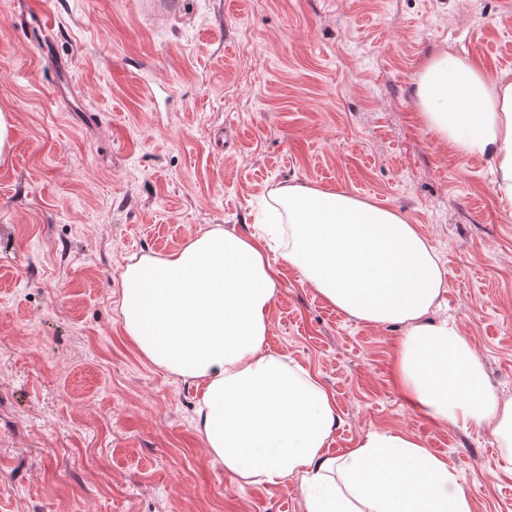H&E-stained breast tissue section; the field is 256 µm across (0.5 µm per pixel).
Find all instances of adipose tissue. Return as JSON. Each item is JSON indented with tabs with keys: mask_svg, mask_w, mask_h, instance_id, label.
<instances>
[{
	"mask_svg": "<svg viewBox=\"0 0 512 512\" xmlns=\"http://www.w3.org/2000/svg\"><path fill=\"white\" fill-rule=\"evenodd\" d=\"M416 97L455 153L492 161L511 205L512 76L441 51L419 72ZM273 196L269 239H288L280 262L347 315L403 325L395 375L410 406L440 425H489L511 466L512 399L491 391L455 322L430 320L443 271L417 228L344 191L288 185ZM268 241L212 228L122 274L125 334L152 363L203 385L196 419L213 463L246 484L295 481L305 512H474L447 459L412 434L372 430L326 453L333 394L265 349L279 293Z\"/></svg>",
	"mask_w": 512,
	"mask_h": 512,
	"instance_id": "adipose-tissue-1",
	"label": "adipose tissue"
}]
</instances>
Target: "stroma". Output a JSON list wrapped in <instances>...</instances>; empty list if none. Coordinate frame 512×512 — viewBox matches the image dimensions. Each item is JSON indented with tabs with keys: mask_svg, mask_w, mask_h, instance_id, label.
Wrapping results in <instances>:
<instances>
[{
	"mask_svg": "<svg viewBox=\"0 0 512 512\" xmlns=\"http://www.w3.org/2000/svg\"><path fill=\"white\" fill-rule=\"evenodd\" d=\"M48 50L0 0V512H303L295 483L213 465L201 389L121 322V274L221 226L256 232L272 189L397 211L444 269L432 319L512 397V210L489 163L427 128L415 79L445 49L512 73V0H34ZM72 95L57 92L62 73ZM265 348L336 398L328 451L376 429L447 458L475 512H512L483 426H439L393 370L399 325L355 320L278 264Z\"/></svg>",
	"mask_w": 512,
	"mask_h": 512,
	"instance_id": "stroma-1",
	"label": "stroma"
}]
</instances>
